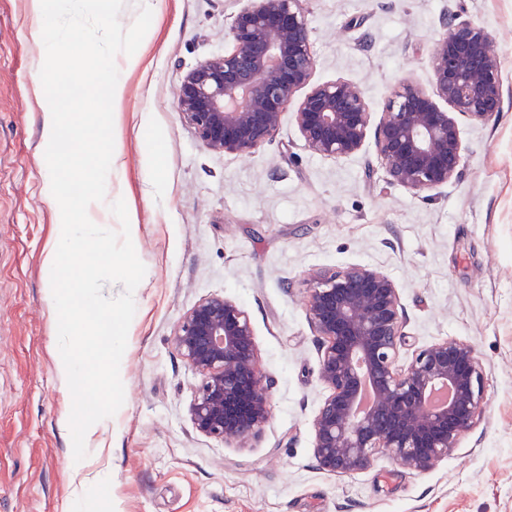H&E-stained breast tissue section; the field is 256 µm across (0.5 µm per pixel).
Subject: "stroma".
Listing matches in <instances>:
<instances>
[{
    "instance_id": "35a3bbf8",
    "label": "stroma",
    "mask_w": 512,
    "mask_h": 512,
    "mask_svg": "<svg viewBox=\"0 0 512 512\" xmlns=\"http://www.w3.org/2000/svg\"><path fill=\"white\" fill-rule=\"evenodd\" d=\"M29 0H0V512H69L77 479L72 403L57 372V318L44 259L57 206L43 186L41 119L30 93L45 53ZM245 0H125L151 25L113 115L119 155L106 182L138 220L146 267L120 364L125 399L93 463L95 512H512V0H303L315 50L310 81L358 85L383 118L402 80L433 87L431 55L449 16L497 39L502 110L457 115V177L416 192L389 183L374 138L347 158L309 151L285 110L275 139L245 156L209 150L175 92L198 63L231 51ZM375 268L396 285L405 341L396 364L443 339L473 346L485 368L483 413L428 471L376 454L335 476L314 459L311 422L327 391L304 299L310 273ZM220 294L248 312L273 388L268 422L246 447L196 432L199 382L172 346L183 315Z\"/></svg>"
}]
</instances>
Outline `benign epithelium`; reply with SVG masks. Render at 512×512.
<instances>
[{
    "instance_id": "7a95c632",
    "label": "benign epithelium",
    "mask_w": 512,
    "mask_h": 512,
    "mask_svg": "<svg viewBox=\"0 0 512 512\" xmlns=\"http://www.w3.org/2000/svg\"><path fill=\"white\" fill-rule=\"evenodd\" d=\"M246 2L230 27L234 49L188 71L175 92L181 116L215 153L243 154L271 142L315 63L302 0ZM432 69L430 92L410 81L398 85L375 136L388 180L415 191L459 173L464 145L454 114L488 122L502 108L498 44L484 27L450 20ZM294 121L309 151L344 158L364 146L370 112L357 85L336 80L311 87ZM312 281L306 316L321 340L318 379L327 390L311 423L318 467L344 476L385 452L403 468L432 469L480 417L484 366L474 348L440 340L400 369L402 314L393 281L360 265L318 271ZM172 344L200 377L189 409L196 431L245 447L267 422L271 395L248 312L224 295L205 298L183 316ZM440 388L451 397L428 405ZM368 390L373 402L363 409Z\"/></svg>"
}]
</instances>
